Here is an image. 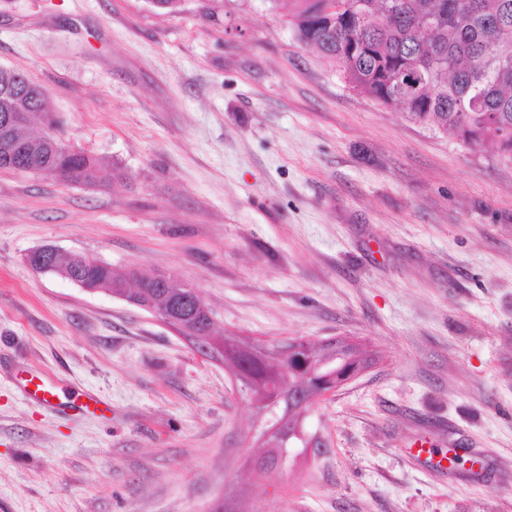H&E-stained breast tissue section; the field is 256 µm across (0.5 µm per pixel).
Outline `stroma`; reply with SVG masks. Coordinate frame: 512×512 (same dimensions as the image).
I'll use <instances>...</instances> for the list:
<instances>
[{
  "label": "stroma",
  "mask_w": 512,
  "mask_h": 512,
  "mask_svg": "<svg viewBox=\"0 0 512 512\" xmlns=\"http://www.w3.org/2000/svg\"><path fill=\"white\" fill-rule=\"evenodd\" d=\"M289 10L0 0V66L120 172L0 169V512H512V162L350 88ZM44 245L193 286L215 334L342 338L369 367L256 478L267 418L222 361L34 271ZM30 370L99 408L30 399Z\"/></svg>",
  "instance_id": "35a3bbf8"
}]
</instances>
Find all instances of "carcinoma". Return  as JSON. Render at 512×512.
<instances>
[{"instance_id":"carcinoma-1","label":"carcinoma","mask_w":512,"mask_h":512,"mask_svg":"<svg viewBox=\"0 0 512 512\" xmlns=\"http://www.w3.org/2000/svg\"><path fill=\"white\" fill-rule=\"evenodd\" d=\"M289 23L296 40L315 49L355 91L381 105L397 107L408 120L432 131L455 134L465 145H493L497 155L512 161V0H292ZM421 71L428 77L409 100L393 94L390 79L397 69ZM46 118V131L32 138L17 131L14 138L24 153L18 157L0 140V169L44 172L58 180L94 186L102 169L91 157L76 151L57 154L55 121L48 101L30 100L27 119ZM81 272L99 289L122 293L150 303L158 310L196 318L200 327L193 340L206 356L218 355L235 376L240 391L261 397L269 391L271 425L287 423L271 436L285 447L301 411L292 395L306 390L293 374L294 359L249 344L235 336L213 335V321L175 285L153 286V275L133 270L124 276L106 266L73 259L60 273ZM138 279L145 289L124 287ZM332 344L299 340V354L319 361Z\"/></svg>"}]
</instances>
